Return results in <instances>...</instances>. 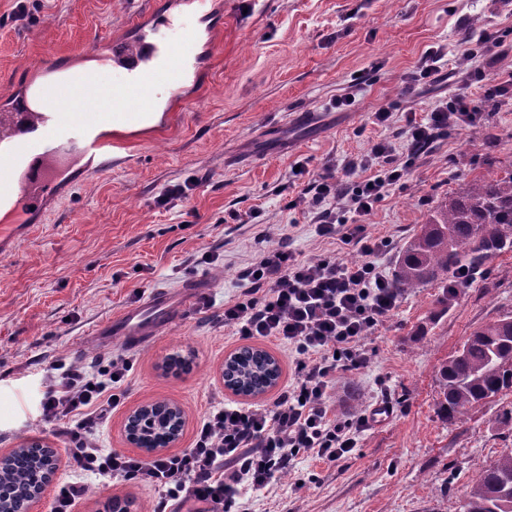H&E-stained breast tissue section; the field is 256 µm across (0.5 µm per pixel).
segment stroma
Segmentation results:
<instances>
[{
	"instance_id": "stroma-1",
	"label": "stroma",
	"mask_w": 512,
	"mask_h": 512,
	"mask_svg": "<svg viewBox=\"0 0 512 512\" xmlns=\"http://www.w3.org/2000/svg\"><path fill=\"white\" fill-rule=\"evenodd\" d=\"M164 0H0V112L49 57L65 66L90 60L103 38L132 39L134 26ZM203 21L206 73L184 102L152 126L122 130L125 162L97 172L83 163L29 211L0 256V454L38 439L59 451L56 483L83 484L75 512H105L113 497L151 512L157 493L133 481L74 470L68 440L44 423L39 402L57 361L89 370L125 350L100 347L96 324L146 298L203 280L201 304L153 342L131 350L121 400L95 434L99 447L125 450L123 427L136 407L171 402L185 414L181 448L229 391L224 358L242 347L215 323L240 277L283 225L308 260H355L357 246L315 233L316 215L293 200L324 167L346 168L379 140L404 167L402 179L366 217L387 238L378 262L397 257L433 209L458 185L485 174L489 160H512V106L492 108L485 84L470 78L468 51L490 34L496 66L512 74V8L501 0H215ZM447 51L436 81L412 80L426 50ZM481 114L478 129L452 128L413 153L404 114L417 117L454 96ZM351 97L346 106L339 97ZM391 107L389 125L372 114ZM188 186L185 197L160 195ZM512 315V251L490 259L471 284L443 300L440 284L403 293L399 307L362 341L368 366L340 375L337 413L351 418L378 404L393 415L360 433L351 455L330 465L301 454L282 480L247 494V512H457L482 469L512 450L496 423L512 389L471 410L438 415L440 363L477 327Z\"/></svg>"
}]
</instances>
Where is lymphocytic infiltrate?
<instances>
[{"label": "lymphocytic infiltrate", "instance_id": "lymphocytic-infiltrate-1", "mask_svg": "<svg viewBox=\"0 0 512 512\" xmlns=\"http://www.w3.org/2000/svg\"><path fill=\"white\" fill-rule=\"evenodd\" d=\"M480 116L463 97L436 106L425 117L406 116L413 151L451 128L476 126ZM367 176L342 185L332 175L315 179L311 196L296 205L315 209L319 237L357 245L361 260L335 256L299 259L287 240L264 249L241 277L242 299L225 303L217 322L245 340L278 341L298 356L297 374L272 406L219 403L204 417L192 448L143 458L97 447L91 437L109 407L127 362L89 371L57 364V376L40 401L43 419L70 442L75 469L133 480L159 494L153 512H240L247 491H260L288 473L299 454L337 462L352 453L366 415L345 418L330 405L338 375L365 368L361 341L399 306L402 293L376 263L387 241L368 236L361 220L403 177L388 141L350 164Z\"/></svg>", "mask_w": 512, "mask_h": 512}]
</instances>
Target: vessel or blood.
<instances>
[{"instance_id":"b4317fda","label":"vessel or blood","mask_w":512,"mask_h":512,"mask_svg":"<svg viewBox=\"0 0 512 512\" xmlns=\"http://www.w3.org/2000/svg\"><path fill=\"white\" fill-rule=\"evenodd\" d=\"M179 2L180 12L164 7L152 11L133 39L110 41L98 56V67L70 74L62 86L34 89L35 105L21 107L30 136L18 137L13 119L0 118V202L11 203L20 213L34 193L52 190L75 163L85 159L100 169L112 166L123 145L103 136V128H118L134 113L154 111L159 91L176 97L187 83L200 80L204 61L192 21L210 14L212 0ZM114 71L122 74L120 83H112ZM76 93L92 101L95 112L70 111ZM198 295L195 288L154 291L97 325L92 334L100 341L118 337L132 346L144 345L163 326L179 320Z\"/></svg>"}]
</instances>
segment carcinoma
Returning a JSON list of instances; mask_svg holds the SVG:
<instances>
[{
    "label": "carcinoma",
    "mask_w": 512,
    "mask_h": 512,
    "mask_svg": "<svg viewBox=\"0 0 512 512\" xmlns=\"http://www.w3.org/2000/svg\"><path fill=\"white\" fill-rule=\"evenodd\" d=\"M512 251V167L473 179L441 201L406 242L392 276L402 292L448 276L462 265L479 270L493 256ZM438 409L448 423L512 388V316L468 336L438 369ZM232 379L255 390L266 386L260 355L241 351ZM36 474L34 458L20 449L0 468V484L24 497ZM458 512H512V451L487 466L460 501Z\"/></svg>",
    "instance_id": "obj_1"
}]
</instances>
